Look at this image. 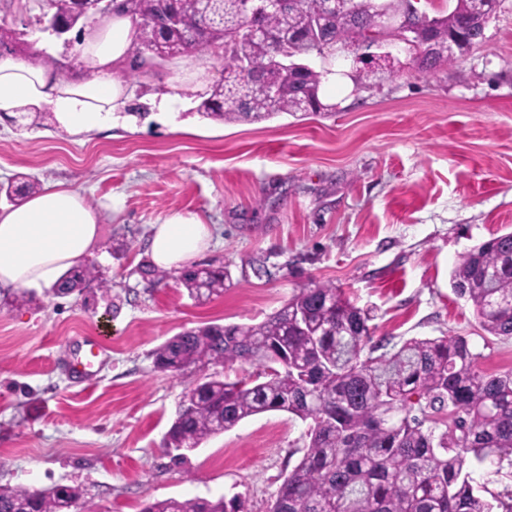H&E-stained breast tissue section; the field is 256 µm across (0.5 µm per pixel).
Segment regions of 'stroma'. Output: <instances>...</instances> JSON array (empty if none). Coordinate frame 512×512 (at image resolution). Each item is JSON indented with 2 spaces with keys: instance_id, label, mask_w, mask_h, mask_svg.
<instances>
[{
  "instance_id": "obj_1",
  "label": "stroma",
  "mask_w": 512,
  "mask_h": 512,
  "mask_svg": "<svg viewBox=\"0 0 512 512\" xmlns=\"http://www.w3.org/2000/svg\"><path fill=\"white\" fill-rule=\"evenodd\" d=\"M43 2L0 0V23L27 52L41 34L42 57L72 76L76 46L40 24ZM397 57L396 75L380 70L367 87L341 75L324 83L336 107L328 118L223 124L189 96L168 126L117 120L76 135L0 122V182L30 174L95 205L125 201L119 218L105 217L92 258L109 290L0 288V488L76 487L96 512L194 497L269 512L303 455L306 423L266 412L173 459L163 438L183 394L257 367L175 375L153 352L186 329L261 322L314 281L370 311L375 342L462 335L480 372L512 369V339L484 337L450 286L462 253L512 232V0L453 66L419 73L405 44ZM188 64L174 58L131 78L136 104L179 93ZM189 212L218 227L198 265L229 273L223 294L201 302L179 273L153 283L138 271L153 224ZM88 343L100 356L84 379L71 364Z\"/></svg>"
}]
</instances>
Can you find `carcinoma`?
Returning a JSON list of instances; mask_svg holds the SVG:
<instances>
[{"mask_svg":"<svg viewBox=\"0 0 512 512\" xmlns=\"http://www.w3.org/2000/svg\"><path fill=\"white\" fill-rule=\"evenodd\" d=\"M322 0H280L258 11L238 38L235 20L222 25L166 28L170 12L198 16L196 0H122L139 36L129 56L136 65L156 55L182 58L187 48L202 58L225 48L224 76L201 96L200 116L222 123L259 122L279 116L327 115L320 99L327 75L310 59L326 61L329 48L307 38L309 15ZM494 15H476L470 0L446 14L428 16L416 36L417 68L432 72L460 62L471 32ZM369 0H352L327 17L329 40L340 47L369 33ZM290 38L297 66L275 62L279 39ZM458 41L445 53L448 39ZM42 187L35 177L0 184V194L25 197ZM228 272L194 267L181 283L198 301L224 293ZM99 282L93 265L69 270L54 292L65 294ZM455 294L470 303L488 334L512 339V233L495 236L461 256L451 272ZM370 313L344 298L332 282H314L255 324H207L183 331L154 351L163 371L180 374L211 363L252 361L259 371L234 382L212 378L190 388L164 438L167 450H193L242 420L284 411L311 421L303 456L280 485L270 512H512V485L487 501L472 485V468L512 469V369L483 374L464 336L412 338L379 355ZM76 488L61 491L0 488V512H93ZM143 512H245L243 502L222 498L156 500Z\"/></svg>","mask_w":512,"mask_h":512,"instance_id":"obj_1","label":"carcinoma"}]
</instances>
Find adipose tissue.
I'll return each instance as SVG.
<instances>
[{
  "mask_svg": "<svg viewBox=\"0 0 512 512\" xmlns=\"http://www.w3.org/2000/svg\"><path fill=\"white\" fill-rule=\"evenodd\" d=\"M135 36L131 19L119 14L103 30L84 32L74 78L34 58L0 55V120L45 105L74 131L107 126L132 95L123 71ZM101 234L100 213L81 193L57 185L0 207V288L56 287L65 272L84 264ZM213 235L199 216L174 213L154 225L148 252L154 265L185 271Z\"/></svg>",
  "mask_w": 512,
  "mask_h": 512,
  "instance_id": "obj_1",
  "label": "adipose tissue"
}]
</instances>
